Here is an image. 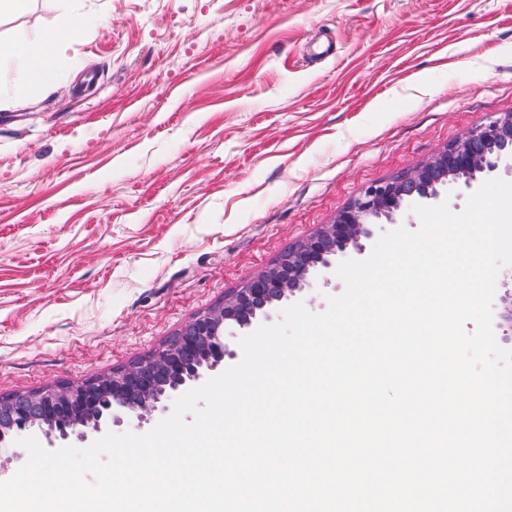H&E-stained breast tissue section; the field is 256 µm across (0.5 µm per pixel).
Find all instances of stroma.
Masks as SVG:
<instances>
[{"label":"stroma","mask_w":512,"mask_h":512,"mask_svg":"<svg viewBox=\"0 0 512 512\" xmlns=\"http://www.w3.org/2000/svg\"><path fill=\"white\" fill-rule=\"evenodd\" d=\"M0 95V397L148 355L370 184L512 112V0H30ZM79 32L80 26L72 19L48 36L24 35L11 43L0 42V69L3 64L10 65L24 75V80L11 85V94L23 97L29 83L52 84L56 78V58Z\"/></svg>","instance_id":"obj_1"}]
</instances>
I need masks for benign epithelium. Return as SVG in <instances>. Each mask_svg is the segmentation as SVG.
Segmentation results:
<instances>
[{
  "instance_id": "obj_1",
  "label": "benign epithelium",
  "mask_w": 512,
  "mask_h": 512,
  "mask_svg": "<svg viewBox=\"0 0 512 512\" xmlns=\"http://www.w3.org/2000/svg\"><path fill=\"white\" fill-rule=\"evenodd\" d=\"M501 172L512 175V113L475 126L427 162L389 180L365 188L340 210L333 223L289 249L276 264L224 297V303L196 316L173 341L155 353L80 384H61L20 394L8 401L10 423L0 424V443L26 430H39L49 440H87L123 422L129 415L144 422L166 408L185 387L231 355L226 328L247 329L268 310L311 285L310 276L328 270L337 258L361 254L376 227L396 224L414 203L433 204L441 188L460 184L468 190ZM508 328L502 339L512 342V290L501 295Z\"/></svg>"
}]
</instances>
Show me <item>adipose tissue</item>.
<instances>
[{
	"instance_id": "adipose-tissue-1",
	"label": "adipose tissue",
	"mask_w": 512,
	"mask_h": 512,
	"mask_svg": "<svg viewBox=\"0 0 512 512\" xmlns=\"http://www.w3.org/2000/svg\"><path fill=\"white\" fill-rule=\"evenodd\" d=\"M80 32L76 21L64 23L50 35H24L11 43L0 42V65H10L23 75L10 91L23 97L32 83L49 85L56 78L55 60Z\"/></svg>"
}]
</instances>
